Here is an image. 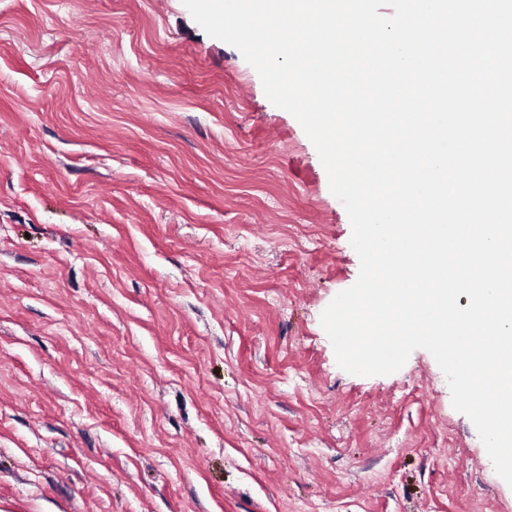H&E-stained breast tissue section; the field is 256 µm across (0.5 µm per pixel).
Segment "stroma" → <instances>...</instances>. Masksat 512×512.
Instances as JSON below:
<instances>
[{"label": "stroma", "instance_id": "1", "mask_svg": "<svg viewBox=\"0 0 512 512\" xmlns=\"http://www.w3.org/2000/svg\"><path fill=\"white\" fill-rule=\"evenodd\" d=\"M351 234L182 0H0V512H512L429 352L338 367Z\"/></svg>", "mask_w": 512, "mask_h": 512}]
</instances>
